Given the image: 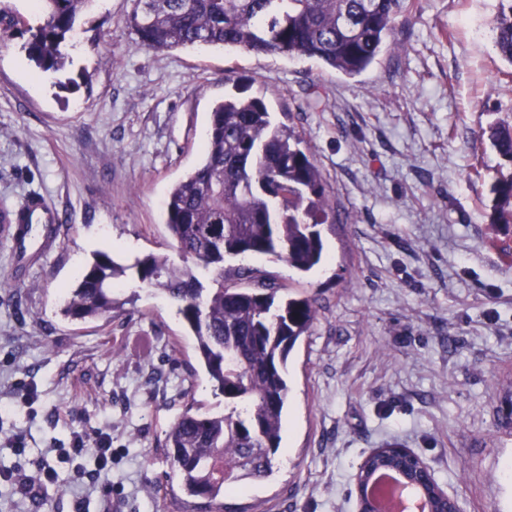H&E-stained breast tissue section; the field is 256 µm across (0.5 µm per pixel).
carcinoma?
I'll return each instance as SVG.
<instances>
[{
    "mask_svg": "<svg viewBox=\"0 0 512 512\" xmlns=\"http://www.w3.org/2000/svg\"><path fill=\"white\" fill-rule=\"evenodd\" d=\"M39 22L0 11V39L27 33V56L43 72L64 68L62 44L92 0H35ZM129 24L137 44L156 52L220 46L249 53L306 57L347 76L372 66L393 44L406 0H133ZM499 56L512 64V0H501L492 25ZM500 158L512 167V120L490 127ZM294 127L273 125L260 98L228 96L210 113L201 162L175 183L165 202V226L179 253L178 267L162 253L131 265L99 251L66 289L63 315L75 322L112 319L123 307L113 297L132 275L177 304L193 338L194 355L224 412L210 414L193 391L166 433L162 448L179 478V512H223V499L243 480L264 479L282 451L290 388L287 362L317 313L315 301L280 296L257 270L240 267L224 284L229 257L273 255L308 272L325 260L318 226L331 210L312 155ZM491 223L512 225V171H496ZM212 274L204 287L198 273ZM402 469L416 492L431 494L433 512L446 502L431 483L419 484L416 464L395 449L364 459L359 476Z\"/></svg>",
    "mask_w": 512,
    "mask_h": 512,
    "instance_id": "1",
    "label": "carcinoma"
}]
</instances>
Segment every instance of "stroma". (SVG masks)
Wrapping results in <instances>:
<instances>
[{"label": "stroma", "mask_w": 512, "mask_h": 512, "mask_svg": "<svg viewBox=\"0 0 512 512\" xmlns=\"http://www.w3.org/2000/svg\"><path fill=\"white\" fill-rule=\"evenodd\" d=\"M499 0H407L397 48L350 77L302 58L220 47L148 51L128 24L132 0H93L67 64L44 73L24 41L0 42V207L39 193L64 216L50 252L18 266L0 238V468H31L72 429L112 438V470L88 483L52 458L58 482L0 512H177L161 444L195 388L224 410L177 307L126 279L110 322L60 313L94 252L133 263L182 257L165 229L170 188L202 159L225 95L264 98L296 127L333 209L323 267L273 256L239 261L315 299L317 318L288 363L291 393L270 477L243 481L227 506L257 512H356L354 477L375 448L398 444L431 466L462 512H512V261L490 238L491 123L512 115V65L490 27ZM33 404L9 405L17 387Z\"/></svg>", "instance_id": "1"}]
</instances>
